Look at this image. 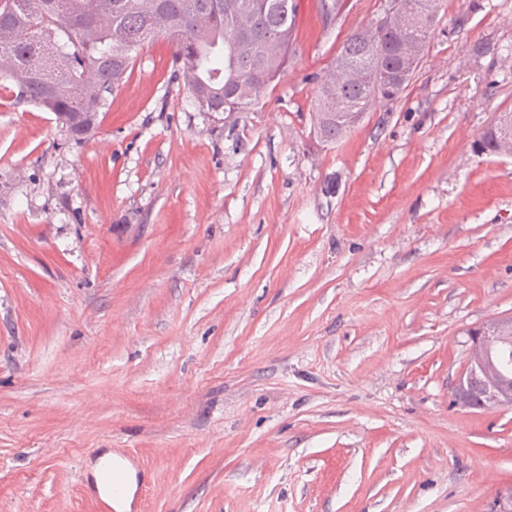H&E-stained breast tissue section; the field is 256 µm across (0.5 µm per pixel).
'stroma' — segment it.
I'll return each mask as SVG.
<instances>
[{"mask_svg":"<svg viewBox=\"0 0 512 512\" xmlns=\"http://www.w3.org/2000/svg\"><path fill=\"white\" fill-rule=\"evenodd\" d=\"M390 0H299L287 68L233 112L170 45L87 135L0 88V512H490L512 406L453 387L512 316V0H443L398 98L333 142L315 97ZM512 141V112L501 113L497 121L490 125L477 139L475 148L478 153L497 155V150L505 140ZM500 155L512 156V142L505 141ZM112 460L116 464L113 473V480L120 489L118 497L112 499V478L109 467L105 470V480L109 488V494L106 497L96 495L94 502L100 512H112V506L118 510H128L133 494L136 489V473L123 460L118 457H112V454L102 456L93 469V475L97 483L100 482L102 466L106 461Z\"/></svg>","mask_w":512,"mask_h":512,"instance_id":"stroma-1","label":"stroma"}]
</instances>
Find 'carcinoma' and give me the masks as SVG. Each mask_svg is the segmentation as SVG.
I'll return each instance as SVG.
<instances>
[{"label":"carcinoma","mask_w":512,"mask_h":512,"mask_svg":"<svg viewBox=\"0 0 512 512\" xmlns=\"http://www.w3.org/2000/svg\"><path fill=\"white\" fill-rule=\"evenodd\" d=\"M249 10L224 12L226 0H0V80L19 101L54 113L77 136L94 128L107 96L125 80L132 52L156 37L167 39L198 105L216 112L224 91L246 96L265 88L252 80L264 69L281 73L295 39L296 0H241ZM260 32L264 42L250 52L241 35ZM431 31L405 29L396 20L383 32L355 31L337 59L368 79L352 82L331 72L316 96L314 130L329 142L354 126L376 88L400 67L397 46L406 38L425 45ZM512 140V112L501 113L477 139L481 154H497Z\"/></svg>","instance_id":"1"}]
</instances>
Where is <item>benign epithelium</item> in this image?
I'll return each mask as SVG.
<instances>
[{"label": "benign epithelium", "mask_w": 512, "mask_h": 512, "mask_svg": "<svg viewBox=\"0 0 512 512\" xmlns=\"http://www.w3.org/2000/svg\"><path fill=\"white\" fill-rule=\"evenodd\" d=\"M409 6V0H393L388 11L372 23L373 28H384L400 13L405 14L407 25L421 26L424 16L409 11ZM471 340L467 367L455 386L457 403L466 409L481 411L511 406L512 378L501 371L500 361L512 358V316L487 320L479 331L471 333ZM473 381L482 384L476 401L466 396L467 387Z\"/></svg>", "instance_id": "benign-epithelium-1"}]
</instances>
